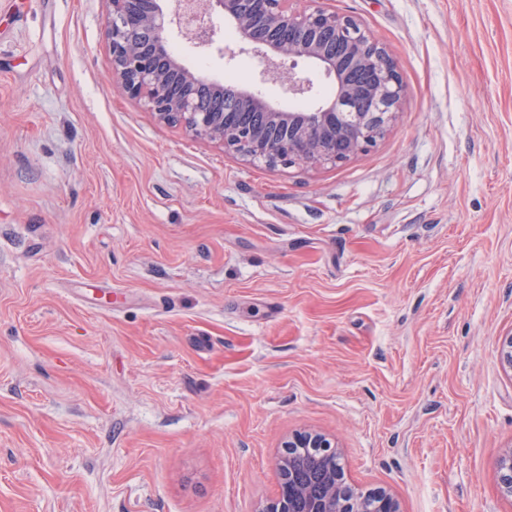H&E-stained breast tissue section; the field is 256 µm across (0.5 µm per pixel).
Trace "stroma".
<instances>
[{
  "label": "stroma",
  "instance_id": "stroma-1",
  "mask_svg": "<svg viewBox=\"0 0 512 512\" xmlns=\"http://www.w3.org/2000/svg\"><path fill=\"white\" fill-rule=\"evenodd\" d=\"M292 6L356 17L402 84L337 165L159 124L105 0L0 7V512H256L304 430L401 512H512V0Z\"/></svg>",
  "mask_w": 512,
  "mask_h": 512
}]
</instances>
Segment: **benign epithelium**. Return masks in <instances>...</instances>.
Listing matches in <instances>:
<instances>
[{
    "label": "benign epithelium",
    "mask_w": 512,
    "mask_h": 512,
    "mask_svg": "<svg viewBox=\"0 0 512 512\" xmlns=\"http://www.w3.org/2000/svg\"><path fill=\"white\" fill-rule=\"evenodd\" d=\"M112 75L129 98L163 124L218 142L249 163L269 168L336 165L368 151L399 112L402 85L386 49L359 21L318 7L297 12L290 0H105ZM235 30L241 51L259 60L254 81L275 84L309 105L278 107L255 86L224 90L171 51V29L195 47L224 55L216 17ZM310 62L334 80L329 98L293 72ZM277 497L257 512H399L385 490L348 484L336 444L301 432L283 443ZM498 484L512 499V450L498 462Z\"/></svg>",
    "instance_id": "1"
}]
</instances>
